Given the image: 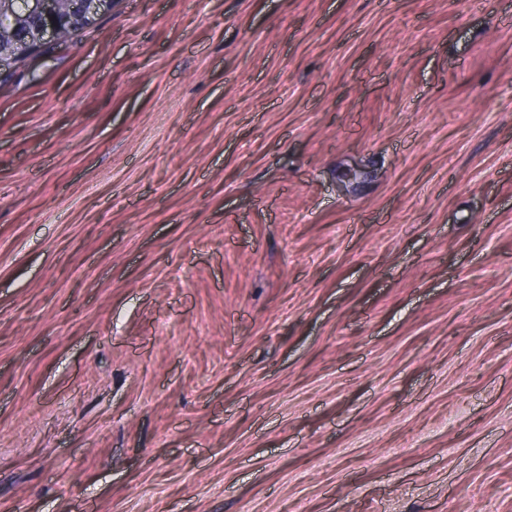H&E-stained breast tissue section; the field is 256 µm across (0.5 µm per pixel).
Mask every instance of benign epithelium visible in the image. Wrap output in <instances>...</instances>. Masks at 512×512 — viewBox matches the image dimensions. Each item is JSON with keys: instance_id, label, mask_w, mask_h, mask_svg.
<instances>
[{"instance_id": "7a95c632", "label": "benign epithelium", "mask_w": 512, "mask_h": 512, "mask_svg": "<svg viewBox=\"0 0 512 512\" xmlns=\"http://www.w3.org/2000/svg\"><path fill=\"white\" fill-rule=\"evenodd\" d=\"M112 0H0V63L62 40Z\"/></svg>"}]
</instances>
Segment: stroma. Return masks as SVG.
Here are the masks:
<instances>
[{
	"label": "stroma",
	"instance_id": "1",
	"mask_svg": "<svg viewBox=\"0 0 512 512\" xmlns=\"http://www.w3.org/2000/svg\"><path fill=\"white\" fill-rule=\"evenodd\" d=\"M0 512H512V0H112L0 68Z\"/></svg>",
	"mask_w": 512,
	"mask_h": 512
}]
</instances>
